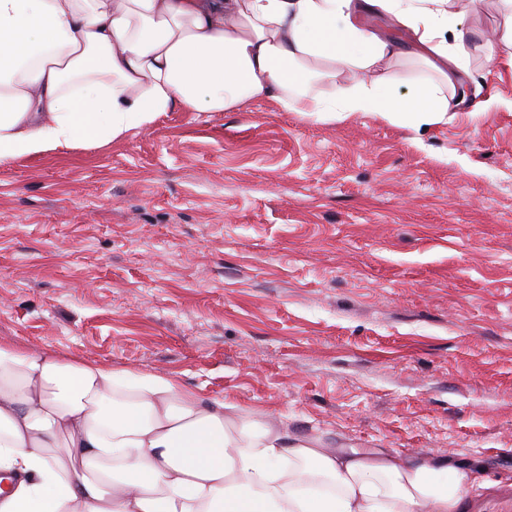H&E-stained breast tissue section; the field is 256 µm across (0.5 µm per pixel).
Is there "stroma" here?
<instances>
[{
  "mask_svg": "<svg viewBox=\"0 0 512 512\" xmlns=\"http://www.w3.org/2000/svg\"><path fill=\"white\" fill-rule=\"evenodd\" d=\"M455 8L471 98L440 122L261 97L0 166V343L472 463L456 512H512V14Z\"/></svg>",
  "mask_w": 512,
  "mask_h": 512,
  "instance_id": "1",
  "label": "stroma"
}]
</instances>
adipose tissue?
<instances>
[{
	"label": "adipose tissue",
	"instance_id": "obj_1",
	"mask_svg": "<svg viewBox=\"0 0 512 512\" xmlns=\"http://www.w3.org/2000/svg\"><path fill=\"white\" fill-rule=\"evenodd\" d=\"M448 2L0 0V165L258 97L430 123L466 101ZM410 47L442 80L408 96L381 68ZM340 66L357 83L313 94ZM471 471L291 440L166 376L0 344V512H454Z\"/></svg>",
	"mask_w": 512,
	"mask_h": 512
}]
</instances>
